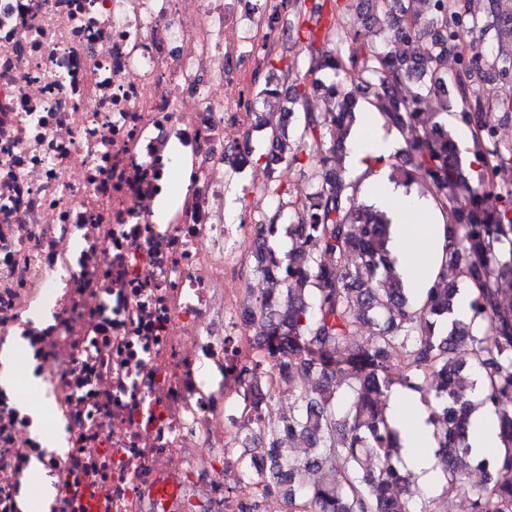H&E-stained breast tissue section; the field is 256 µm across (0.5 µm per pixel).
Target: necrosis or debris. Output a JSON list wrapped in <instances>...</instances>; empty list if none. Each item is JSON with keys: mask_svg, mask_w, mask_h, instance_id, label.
<instances>
[{"mask_svg": "<svg viewBox=\"0 0 512 512\" xmlns=\"http://www.w3.org/2000/svg\"><path fill=\"white\" fill-rule=\"evenodd\" d=\"M279 0H0V349L21 339L56 405L45 448L0 386V512L31 460L67 484L48 512H241L231 445L249 350L224 221ZM190 203L157 223L175 168ZM49 305L48 324L30 311Z\"/></svg>", "mask_w": 512, "mask_h": 512, "instance_id": "obj_1", "label": "necrosis or debris"}]
</instances>
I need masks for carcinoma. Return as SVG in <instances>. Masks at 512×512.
I'll list each match as a JSON object with an SVG mask.
<instances>
[{
	"label": "carcinoma",
	"mask_w": 512,
	"mask_h": 512,
	"mask_svg": "<svg viewBox=\"0 0 512 512\" xmlns=\"http://www.w3.org/2000/svg\"><path fill=\"white\" fill-rule=\"evenodd\" d=\"M321 27L306 0H283L295 21L286 38L305 63L279 59L288 86L271 79L249 102L286 107L255 115L271 130L259 154L272 182L273 212L255 225V272L264 288L241 314L251 361L239 372L256 417L233 436L242 478L261 484L283 512H441L450 497L470 512H512V142L499 136L512 120V0H329ZM354 8L371 40L347 25ZM490 36L481 44L473 36ZM474 131L476 161L463 163L448 131L451 101ZM369 104L402 134L396 162L382 163L418 184L448 216L445 259L418 299L396 272L387 213L360 199L343 149ZM297 134L288 139V127ZM319 151L310 164V152ZM256 155L246 138L234 169ZM309 170L295 197L277 166ZM291 249L274 243L280 224ZM461 272L471 285L468 319L455 316ZM479 374L480 381L473 379ZM299 408L273 414V385ZM429 408L442 493L426 498L402 463L400 433L389 419L394 389ZM493 408L506 448L474 456L470 415Z\"/></svg>",
	"instance_id": "obj_1"
}]
</instances>
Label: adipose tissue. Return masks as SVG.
Returning a JSON list of instances; mask_svg holds the SVG:
<instances>
[{
  "instance_id": "adipose-tissue-1",
  "label": "adipose tissue",
  "mask_w": 512,
  "mask_h": 512,
  "mask_svg": "<svg viewBox=\"0 0 512 512\" xmlns=\"http://www.w3.org/2000/svg\"><path fill=\"white\" fill-rule=\"evenodd\" d=\"M396 147L397 138L394 132L385 130L379 113L365 111L351 130L345 164L351 175L362 178L364 194L391 217L392 249L398 258L397 270L406 288L418 296L435 278L441 265L446 218L431 197L415 193L392 181L386 170L374 168L375 158L390 155ZM416 214L431 216V223H412L411 218ZM0 384L7 387L21 384L27 392L37 395L36 403L25 406L32 419L34 433L42 434L46 447L64 448L63 438L42 432V423L54 413L55 404L43 397L41 377L24 369L21 343H14L0 353ZM393 400L389 411L401 431L406 448L404 463L415 475L431 480L435 472L432 427L425 413L417 411L416 416L409 420L401 414L402 407H416L419 399L399 390L394 393Z\"/></svg>"
}]
</instances>
